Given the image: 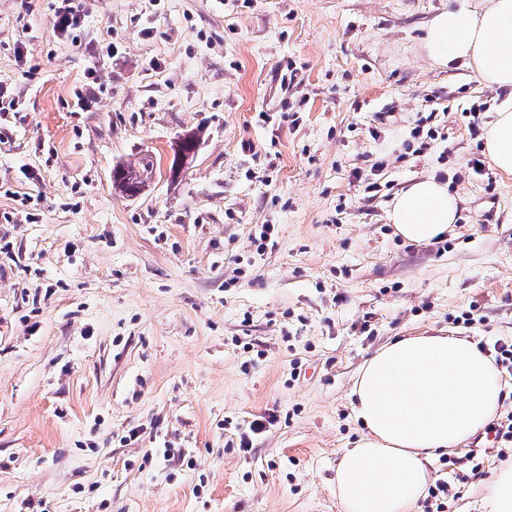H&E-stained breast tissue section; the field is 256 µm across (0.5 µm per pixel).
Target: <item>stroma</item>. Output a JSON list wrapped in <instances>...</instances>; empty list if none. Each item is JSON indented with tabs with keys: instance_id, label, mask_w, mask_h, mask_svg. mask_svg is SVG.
I'll list each match as a JSON object with an SVG mask.
<instances>
[{
	"instance_id": "stroma-1",
	"label": "stroma",
	"mask_w": 512,
	"mask_h": 512,
	"mask_svg": "<svg viewBox=\"0 0 512 512\" xmlns=\"http://www.w3.org/2000/svg\"><path fill=\"white\" fill-rule=\"evenodd\" d=\"M472 2L84 0L61 37L58 0H0V512H342L367 357L439 330L512 344V174L483 136L507 92L421 47ZM191 130L178 181L115 193V165ZM428 176L458 219L416 244L387 213ZM511 460L501 438L440 456L448 497L419 512H489Z\"/></svg>"
}]
</instances>
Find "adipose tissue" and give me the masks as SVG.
<instances>
[{
    "instance_id": "obj_1",
    "label": "adipose tissue",
    "mask_w": 512,
    "mask_h": 512,
    "mask_svg": "<svg viewBox=\"0 0 512 512\" xmlns=\"http://www.w3.org/2000/svg\"><path fill=\"white\" fill-rule=\"evenodd\" d=\"M422 48L437 67L473 68L506 90L484 136L489 162L512 174V0H479L428 22ZM457 219L448 186L429 176L393 201L389 221L406 241L427 243ZM502 383L490 355L463 336L424 332L380 347L359 367L352 410L365 432L336 463L343 512H415L430 466L484 427L500 406Z\"/></svg>"
}]
</instances>
